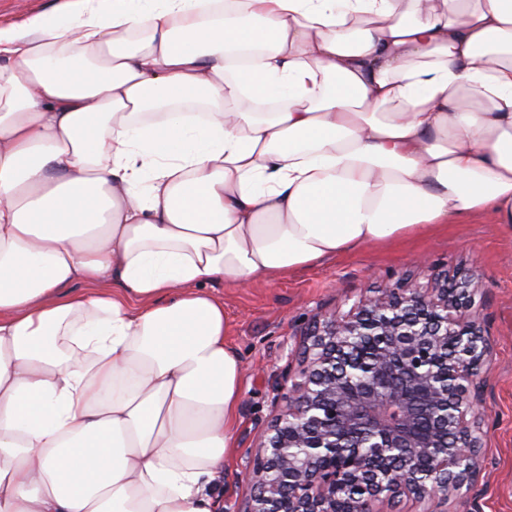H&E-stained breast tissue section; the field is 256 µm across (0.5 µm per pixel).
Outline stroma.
Listing matches in <instances>:
<instances>
[{
    "label": "stroma",
    "mask_w": 512,
    "mask_h": 512,
    "mask_svg": "<svg viewBox=\"0 0 512 512\" xmlns=\"http://www.w3.org/2000/svg\"><path fill=\"white\" fill-rule=\"evenodd\" d=\"M476 269L482 286L473 307L490 349L483 369V448L479 472L449 500L403 496L392 512H512V233L476 217L388 246H370L272 283L212 286L224 301L226 338L242 360L236 446L224 458L221 512H244L250 494L245 468L278 414L277 388L298 368L308 324L347 313L400 279L427 284L437 270Z\"/></svg>",
    "instance_id": "stroma-1"
}]
</instances>
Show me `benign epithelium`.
<instances>
[{
  "mask_svg": "<svg viewBox=\"0 0 512 512\" xmlns=\"http://www.w3.org/2000/svg\"><path fill=\"white\" fill-rule=\"evenodd\" d=\"M474 272L399 282L308 328L285 407L246 472V512H379L400 495H448L479 466L488 345ZM372 347L358 354L352 338Z\"/></svg>",
  "mask_w": 512,
  "mask_h": 512,
  "instance_id": "1",
  "label": "benign epithelium"
}]
</instances>
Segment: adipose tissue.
I'll list each match as a JSON object with an SVG mask.
<instances>
[{"label":"adipose tissue","mask_w":512,"mask_h":512,"mask_svg":"<svg viewBox=\"0 0 512 512\" xmlns=\"http://www.w3.org/2000/svg\"><path fill=\"white\" fill-rule=\"evenodd\" d=\"M0 53V512H216L207 284L512 228V0H64Z\"/></svg>","instance_id":"adipose-tissue-1"}]
</instances>
